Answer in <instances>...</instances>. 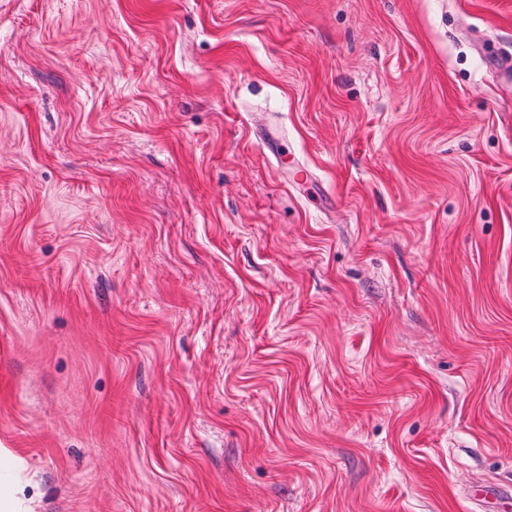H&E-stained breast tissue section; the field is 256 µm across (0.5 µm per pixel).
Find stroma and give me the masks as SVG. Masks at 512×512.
Here are the masks:
<instances>
[{
    "label": "stroma",
    "instance_id": "35a3bbf8",
    "mask_svg": "<svg viewBox=\"0 0 512 512\" xmlns=\"http://www.w3.org/2000/svg\"><path fill=\"white\" fill-rule=\"evenodd\" d=\"M478 483L512 493V0H0L16 512ZM253 132L266 149L268 157L274 159L278 166L283 165L285 159L293 155L288 136L273 123L269 113L254 116Z\"/></svg>",
    "mask_w": 512,
    "mask_h": 512
}]
</instances>
